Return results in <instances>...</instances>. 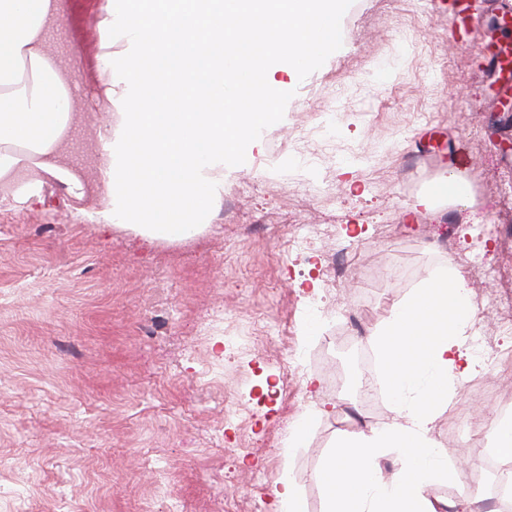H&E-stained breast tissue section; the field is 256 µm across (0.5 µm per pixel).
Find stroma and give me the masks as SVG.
<instances>
[{"instance_id": "stroma-1", "label": "stroma", "mask_w": 512, "mask_h": 512, "mask_svg": "<svg viewBox=\"0 0 512 512\" xmlns=\"http://www.w3.org/2000/svg\"><path fill=\"white\" fill-rule=\"evenodd\" d=\"M101 2L68 0L45 37L74 94L68 159L93 179L97 83L77 49L99 47ZM495 16H512V0H476L462 24L432 0H348L335 48L257 131L246 167L225 172L234 222L216 209L197 237L100 232L76 218L93 196L53 179L43 204L0 208V512H275L285 473L306 512H323L316 474L334 441L393 415L387 399L361 405L370 344L346 311L378 323L452 248L475 305L498 298L483 271L512 249L492 230L512 194V127L490 125L506 92L476 51ZM329 109L337 120L310 152L298 132ZM274 146L282 164L262 165ZM452 167L481 223L448 202L405 217ZM308 224L326 238L295 244ZM333 248L352 254L349 285L303 287ZM476 379L430 430L465 482L485 471L472 432L512 410V358ZM312 409L304 447L287 449Z\"/></svg>"}]
</instances>
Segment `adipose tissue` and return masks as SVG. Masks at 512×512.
I'll use <instances>...</instances> for the list:
<instances>
[{"mask_svg": "<svg viewBox=\"0 0 512 512\" xmlns=\"http://www.w3.org/2000/svg\"><path fill=\"white\" fill-rule=\"evenodd\" d=\"M346 0H104L97 68L98 224L152 239L201 232L224 195V172L244 167L255 133L278 116L290 83L341 33ZM66 16L62 0H0V206L40 203L45 179L85 195L65 163L74 115L67 75L44 33ZM126 48L113 54L115 39ZM288 77L276 78L278 67ZM466 270H431L373 333L394 417L340 437L317 478L324 512H438L426 488L455 479L429 436L451 387L475 364L462 337L474 328ZM401 467L377 474L385 449Z\"/></svg>", "mask_w": 512, "mask_h": 512, "instance_id": "obj_1", "label": "adipose tissue"}]
</instances>
